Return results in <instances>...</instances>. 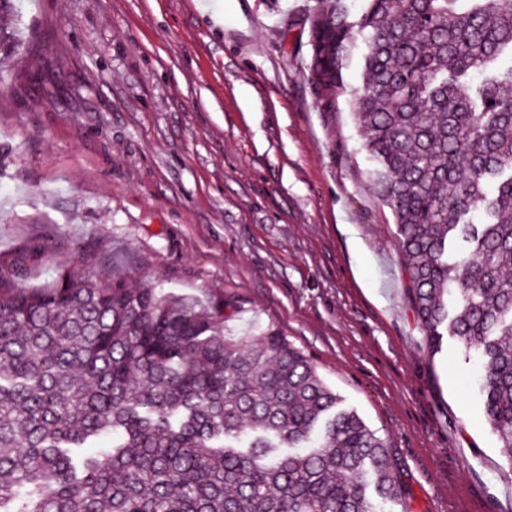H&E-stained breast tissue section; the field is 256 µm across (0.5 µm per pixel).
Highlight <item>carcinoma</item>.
Segmentation results:
<instances>
[{
    "instance_id": "1",
    "label": "carcinoma",
    "mask_w": 512,
    "mask_h": 512,
    "mask_svg": "<svg viewBox=\"0 0 512 512\" xmlns=\"http://www.w3.org/2000/svg\"><path fill=\"white\" fill-rule=\"evenodd\" d=\"M0 0V75L24 44ZM321 0L309 29L322 112L353 102L392 210L429 348L482 364L483 413L512 462V0ZM365 45L362 85L344 70ZM35 239L0 263V512H380L406 488L386 440L274 328L253 349L224 312L92 276L38 291Z\"/></svg>"
}]
</instances>
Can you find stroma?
Masks as SVG:
<instances>
[{
    "mask_svg": "<svg viewBox=\"0 0 512 512\" xmlns=\"http://www.w3.org/2000/svg\"><path fill=\"white\" fill-rule=\"evenodd\" d=\"M317 0H24L0 82V260L87 277L106 246L130 287L272 327L384 437L410 493L382 512H512V465L477 358L430 350L353 107L308 83Z\"/></svg>",
    "mask_w": 512,
    "mask_h": 512,
    "instance_id": "1",
    "label": "stroma"
}]
</instances>
